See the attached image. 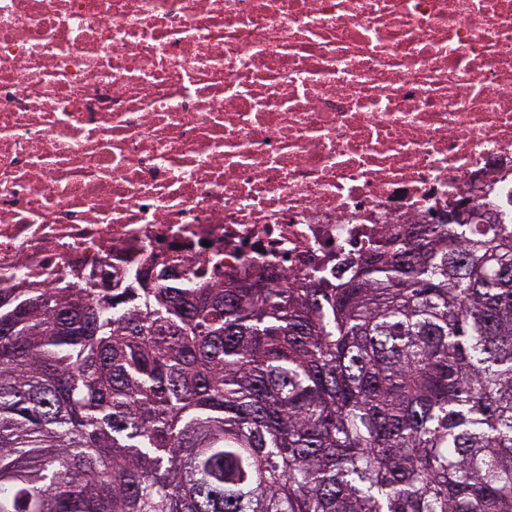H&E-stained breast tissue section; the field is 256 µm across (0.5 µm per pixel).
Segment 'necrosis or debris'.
Returning <instances> with one entry per match:
<instances>
[{
    "label": "necrosis or debris",
    "mask_w": 512,
    "mask_h": 512,
    "mask_svg": "<svg viewBox=\"0 0 512 512\" xmlns=\"http://www.w3.org/2000/svg\"><path fill=\"white\" fill-rule=\"evenodd\" d=\"M512 224V0H0V289L336 281Z\"/></svg>",
    "instance_id": "1"
}]
</instances>
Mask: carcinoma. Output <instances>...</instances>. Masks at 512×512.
<instances>
[{
    "mask_svg": "<svg viewBox=\"0 0 512 512\" xmlns=\"http://www.w3.org/2000/svg\"><path fill=\"white\" fill-rule=\"evenodd\" d=\"M270 279L0 291V512H512V230Z\"/></svg>",
    "mask_w": 512,
    "mask_h": 512,
    "instance_id": "1",
    "label": "carcinoma"
}]
</instances>
